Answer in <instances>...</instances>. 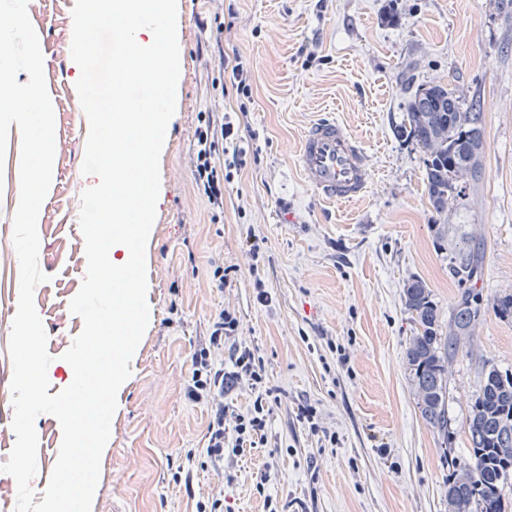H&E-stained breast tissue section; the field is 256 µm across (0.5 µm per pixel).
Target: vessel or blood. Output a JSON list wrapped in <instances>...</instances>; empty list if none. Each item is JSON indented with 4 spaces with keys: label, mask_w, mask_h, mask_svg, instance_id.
I'll return each mask as SVG.
<instances>
[{
    "label": "vessel or blood",
    "mask_w": 512,
    "mask_h": 512,
    "mask_svg": "<svg viewBox=\"0 0 512 512\" xmlns=\"http://www.w3.org/2000/svg\"><path fill=\"white\" fill-rule=\"evenodd\" d=\"M297 163L305 185L323 201H356L370 185L365 148L332 117L321 118L307 128L298 147Z\"/></svg>",
    "instance_id": "obj_1"
}]
</instances>
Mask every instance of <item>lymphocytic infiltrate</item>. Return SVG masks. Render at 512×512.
Listing matches in <instances>:
<instances>
[{
  "label": "lymphocytic infiltrate",
  "mask_w": 512,
  "mask_h": 512,
  "mask_svg": "<svg viewBox=\"0 0 512 512\" xmlns=\"http://www.w3.org/2000/svg\"><path fill=\"white\" fill-rule=\"evenodd\" d=\"M225 93L234 94L239 112L252 95L251 71L240 54L220 63ZM232 117L197 138L196 184L215 208L224 206V184L246 165L247 150ZM239 321L229 310H220L212 320L208 342L192 358V371L185 382L189 400L210 408L204 452L212 462H237L245 450L259 447L267 438L269 416L279 403L278 389L266 386V373L256 350L238 337ZM258 389L252 406L240 412L224 402L228 390L241 383Z\"/></svg>",
  "instance_id": "lymphocytic-infiltrate-1"
}]
</instances>
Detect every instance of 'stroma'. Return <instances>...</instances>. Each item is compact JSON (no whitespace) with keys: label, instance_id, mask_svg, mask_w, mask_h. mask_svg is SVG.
Wrapping results in <instances>:
<instances>
[{"label":"stroma","instance_id":"obj_1","mask_svg":"<svg viewBox=\"0 0 512 512\" xmlns=\"http://www.w3.org/2000/svg\"><path fill=\"white\" fill-rule=\"evenodd\" d=\"M75 0H38L29 18L40 38L58 149L39 213L40 269L34 302L47 334L50 394L69 386L63 353L83 329L70 310L87 270L78 215L88 119L76 109L70 69ZM233 28L211 30L227 14ZM180 82L160 155L161 188L146 246L149 323L117 392L92 512H198L223 495L224 512H448V459H465L463 421L483 366L512 372V320L485 309L448 373L451 438L416 407L406 356L417 326L404 305L408 281L424 280L441 319L459 282L451 262L478 245L485 297L512 292V18L498 0H178ZM251 67L242 119L254 155L212 209L196 187L194 156L204 116L222 123L230 101L215 79L223 53ZM440 83L479 105L482 179L437 216L423 156L400 128L416 89ZM333 116L361 138L372 180L366 196L323 204L303 184L297 151L307 126ZM20 132L10 128L0 172V464L16 436L10 388L12 321L20 266L13 216L20 192ZM447 224L444 247L432 226ZM254 231L260 276L244 243ZM233 267L212 290V263ZM264 282L267 301L257 298ZM234 310L240 339L262 358L281 401L267 442L220 474L198 449L210 411L184 382L220 309ZM315 408L314 423L296 418ZM37 471L46 489L62 441L58 420L35 421ZM196 449L186 462V449ZM188 463L191 487L174 478ZM273 463L264 490L256 484Z\"/></svg>","mask_w":512,"mask_h":512}]
</instances>
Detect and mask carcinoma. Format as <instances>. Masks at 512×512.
Segmentation results:
<instances>
[{
    "label": "carcinoma",
    "instance_id": "cac0c4a2",
    "mask_svg": "<svg viewBox=\"0 0 512 512\" xmlns=\"http://www.w3.org/2000/svg\"><path fill=\"white\" fill-rule=\"evenodd\" d=\"M403 129L425 155L429 200L436 214L442 215L448 211V200L467 188L468 182H479L471 168L481 166L482 115L463 109L447 87L428 84L417 88L409 100ZM478 265V253L471 248L455 257L453 271L463 288L446 333L428 285L413 280L404 289L405 307L417 324V334L407 347L416 405L426 424L448 440V366L482 313ZM491 305L499 318H512V293L495 296ZM463 428L469 458L448 463L450 512H512V501L504 494L505 485L512 482L511 373L483 369L480 390Z\"/></svg>",
    "mask_w": 512,
    "mask_h": 512
}]
</instances>
